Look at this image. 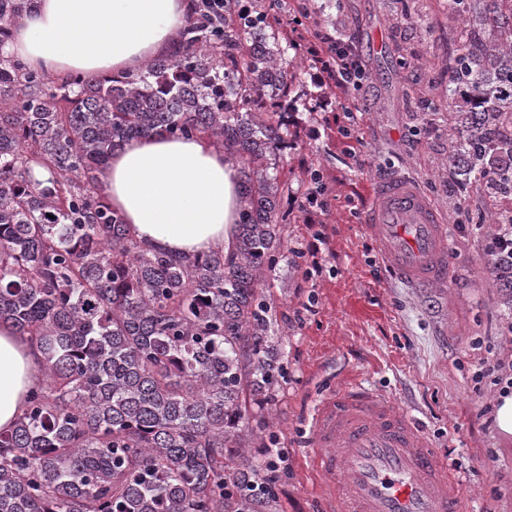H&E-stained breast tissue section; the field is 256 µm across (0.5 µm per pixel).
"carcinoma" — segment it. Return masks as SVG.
<instances>
[{
    "label": "carcinoma",
    "instance_id": "1",
    "mask_svg": "<svg viewBox=\"0 0 512 512\" xmlns=\"http://www.w3.org/2000/svg\"><path fill=\"white\" fill-rule=\"evenodd\" d=\"M283 0H192L177 48L135 73L50 76L0 55V321L42 353V384L0 431V512H279L272 432L240 455L284 374L268 279L285 248L290 111L318 99L280 46ZM37 0H0V46ZM469 36L449 89L448 170L512 195V0H448ZM497 38L473 50L471 36ZM151 135L199 136L237 171L227 250L139 240L100 175ZM38 163L50 177L32 176ZM512 229V211L479 216ZM512 311V256L489 251Z\"/></svg>",
    "mask_w": 512,
    "mask_h": 512
}]
</instances>
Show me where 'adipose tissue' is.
<instances>
[{
  "label": "adipose tissue",
  "mask_w": 512,
  "mask_h": 512,
  "mask_svg": "<svg viewBox=\"0 0 512 512\" xmlns=\"http://www.w3.org/2000/svg\"><path fill=\"white\" fill-rule=\"evenodd\" d=\"M191 0H38L6 52L55 76L136 71L169 53ZM113 210L137 238L173 255L227 248L239 221L237 174L226 153L200 138L151 136L115 152L100 177ZM42 354L0 323V431L23 414L41 383Z\"/></svg>",
  "instance_id": "obj_1"
}]
</instances>
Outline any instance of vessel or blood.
<instances>
[{"label":"vessel or blood","mask_w":512,"mask_h":512,"mask_svg":"<svg viewBox=\"0 0 512 512\" xmlns=\"http://www.w3.org/2000/svg\"><path fill=\"white\" fill-rule=\"evenodd\" d=\"M366 229L382 261L419 286L448 277L441 218L417 184L390 176L376 186ZM312 439L340 512H466L458 480L410 414L361 386L343 388L317 407Z\"/></svg>","instance_id":"vessel-or-blood-1"}]
</instances>
